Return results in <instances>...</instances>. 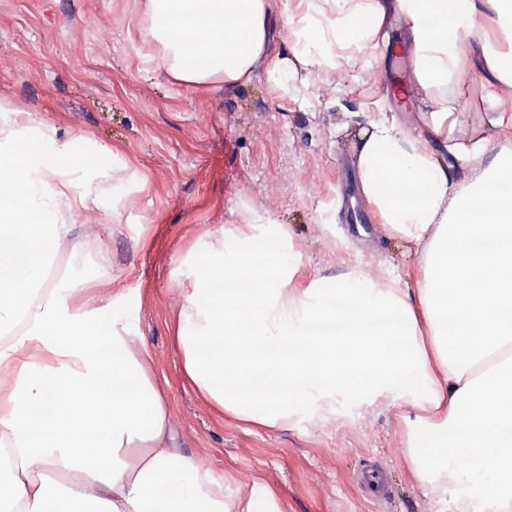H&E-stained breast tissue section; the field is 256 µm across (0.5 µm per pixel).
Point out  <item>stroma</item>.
Returning a JSON list of instances; mask_svg holds the SVG:
<instances>
[{
	"mask_svg": "<svg viewBox=\"0 0 512 512\" xmlns=\"http://www.w3.org/2000/svg\"><path fill=\"white\" fill-rule=\"evenodd\" d=\"M144 0H0V99L32 112L42 129L63 122L98 147H118L135 167L121 202L112 181L93 183L94 205L80 223L112 251L109 292L137 312V338L153 363L182 446L224 476L231 501L264 483L274 512H438L405 458L403 408L345 409L325 421L307 417L268 429L212 410L186 384L174 343V316L192 253L243 206L288 227L300 256L295 282L356 264L375 277L414 266L406 245L376 224H351L338 196L353 167L354 137L378 104L402 111L395 93L411 74L401 22L395 56L378 66L321 73L307 102L276 98L265 72L251 83L190 86L161 65L144 63L150 32ZM73 287L100 273L95 250L63 246ZM387 467L389 499H371L357 482L363 464Z\"/></svg>",
	"mask_w": 512,
	"mask_h": 512,
	"instance_id": "obj_1",
	"label": "stroma"
}]
</instances>
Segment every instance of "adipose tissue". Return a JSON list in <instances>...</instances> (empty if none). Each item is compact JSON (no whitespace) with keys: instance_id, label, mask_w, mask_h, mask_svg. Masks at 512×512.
<instances>
[{"instance_id":"adipose-tissue-1","label":"adipose tissue","mask_w":512,"mask_h":512,"mask_svg":"<svg viewBox=\"0 0 512 512\" xmlns=\"http://www.w3.org/2000/svg\"><path fill=\"white\" fill-rule=\"evenodd\" d=\"M149 61L188 85L250 83L286 97L314 73L374 66L403 16L414 51L410 123L357 131L358 189L417 257L376 279L362 265L294 284L288 229L241 215L195 254L175 317L193 390L267 428L385 400L409 406L407 463L455 512H512V0H145ZM481 89L471 106L469 88ZM0 503L12 512H272L256 486L178 446L151 356L119 297L59 291L47 258L78 242L91 159L26 132L0 103ZM393 315L392 336L372 331Z\"/></svg>"}]
</instances>
